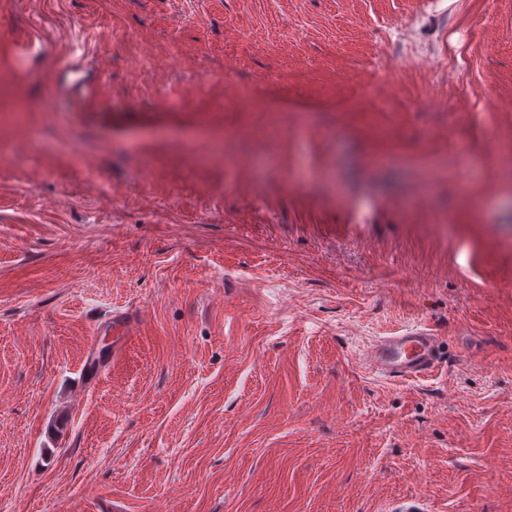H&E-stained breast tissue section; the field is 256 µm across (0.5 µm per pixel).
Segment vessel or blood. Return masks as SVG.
Returning a JSON list of instances; mask_svg holds the SVG:
<instances>
[{
  "mask_svg": "<svg viewBox=\"0 0 512 512\" xmlns=\"http://www.w3.org/2000/svg\"><path fill=\"white\" fill-rule=\"evenodd\" d=\"M438 338L413 329L380 338L363 356V365L391 381H409L432 373L438 363Z\"/></svg>",
  "mask_w": 512,
  "mask_h": 512,
  "instance_id": "obj_1",
  "label": "vessel or blood"
}]
</instances>
